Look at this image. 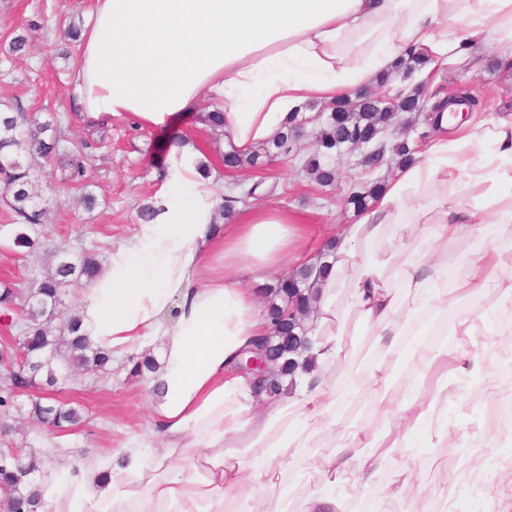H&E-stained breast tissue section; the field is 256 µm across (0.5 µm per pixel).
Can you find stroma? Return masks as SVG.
<instances>
[{
    "label": "stroma",
    "instance_id": "35a3bbf8",
    "mask_svg": "<svg viewBox=\"0 0 512 512\" xmlns=\"http://www.w3.org/2000/svg\"><path fill=\"white\" fill-rule=\"evenodd\" d=\"M93 3L0 0V108L9 106L43 119L61 115L67 136L75 143H88L90 190L97 199L96 206L86 209L77 190L52 198L47 222L36 229L33 237L46 249L65 245L76 250L84 246L105 255L133 233L139 208L157 203L171 142L181 133L194 131L199 112L209 111L212 100L203 96L198 113L181 114L176 124L166 129H141L121 118L106 124L84 121L69 97L79 49L64 33L69 24L85 23ZM19 34L25 36L27 46L25 53L15 54L10 42ZM433 84L448 92L470 88L480 99V109L493 107L512 113V69L502 67L491 47L475 48L453 70L436 72ZM202 137L215 177L223 179L242 206L257 203L256 198L244 195L254 181L273 183L276 191L265 197V204L303 216L311 226V244L315 247L333 236L339 225L353 220L355 210L346 197L354 186L385 181L396 172L388 161L377 168L366 167L357 153L350 163L338 165L335 186H319L303 168L316 150L314 137L308 136L297 142L287 159L239 174L222 164V156L229 150L227 139L209 131ZM9 222L8 214L0 209V282L22 289L33 271H46L47 266L33 264L14 251ZM54 397L84 413V423L72 434L59 439L48 436L12 409L6 414L12 429L0 437V448L50 449L51 461L44 478L75 462L94 465L122 452L132 438L150 430L155 400L144 380L129 377L123 361H113L108 374H77ZM405 465L410 468L412 480L422 484L424 495L442 489L454 494L455 512H491L501 501L512 506V441L501 438L487 446L460 435L445 448H425L414 442L393 449L388 454L387 474L367 488V495L385 496L390 472Z\"/></svg>",
    "mask_w": 512,
    "mask_h": 512
}]
</instances>
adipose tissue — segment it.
<instances>
[{"label":"adipose tissue","instance_id":"adipose-tissue-1","mask_svg":"<svg viewBox=\"0 0 512 512\" xmlns=\"http://www.w3.org/2000/svg\"><path fill=\"white\" fill-rule=\"evenodd\" d=\"M487 36L512 63V0H95L70 98L88 119L158 128L209 93L245 157L291 113L334 103L407 50L454 66ZM435 129L334 236L308 362L286 398L237 368L269 329L244 284L316 263L308 227L265 205L218 223L224 185L199 172L200 139L181 134L162 210L77 300L92 345L116 357L160 345L150 433L119 465L72 464L41 482L39 512H349L342 489L372 484L386 449L416 435L447 447L460 431L449 404L503 394L486 327L512 313V114L444 113ZM464 243L459 269L448 248ZM318 431L326 451L292 466ZM248 476L260 492L245 493Z\"/></svg>","mask_w":512,"mask_h":512}]
</instances>
